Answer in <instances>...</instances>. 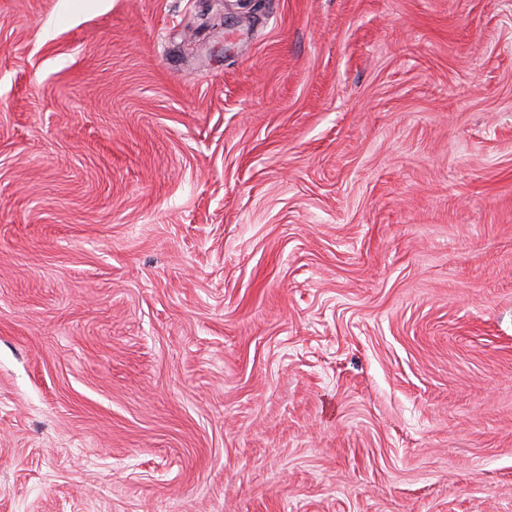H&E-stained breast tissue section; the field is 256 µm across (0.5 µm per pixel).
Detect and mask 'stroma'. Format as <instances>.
Masks as SVG:
<instances>
[{
	"label": "stroma",
	"mask_w": 512,
	"mask_h": 512,
	"mask_svg": "<svg viewBox=\"0 0 512 512\" xmlns=\"http://www.w3.org/2000/svg\"><path fill=\"white\" fill-rule=\"evenodd\" d=\"M0 512H512V0H0Z\"/></svg>",
	"instance_id": "1"
}]
</instances>
